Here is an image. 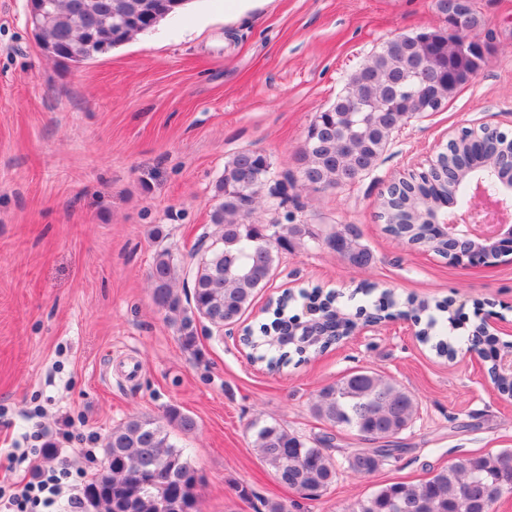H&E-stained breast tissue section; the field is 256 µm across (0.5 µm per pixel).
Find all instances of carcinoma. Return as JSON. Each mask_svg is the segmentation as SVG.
<instances>
[{
    "instance_id": "cac0c4a2",
    "label": "carcinoma",
    "mask_w": 512,
    "mask_h": 512,
    "mask_svg": "<svg viewBox=\"0 0 512 512\" xmlns=\"http://www.w3.org/2000/svg\"><path fill=\"white\" fill-rule=\"evenodd\" d=\"M48 2L53 7L34 28V36L48 56L75 67L154 29L145 21L119 28V17L148 11L162 21L182 12L176 0ZM457 8L466 18L464 32L450 35L445 28L430 29L385 42L351 77L348 90L316 113L297 158L304 186L316 190L358 181L377 165L397 129L395 123L438 111L455 90L488 65L489 47L470 42L482 26L472 0H457ZM425 59L434 60L438 66L430 91L407 93L397 87L400 81H410ZM486 161L499 166L504 175L511 174L512 143L499 138L490 150L477 143L448 149V174L455 178V202L459 206L474 205L469 171ZM274 181L271 163L259 150H242L225 163L224 174L216 183L218 204L211 214V223L217 228L215 238L205 245L200 262L184 271L191 278L192 310L183 307L174 294L179 270L172 254L163 250L156 255L148 276L153 298L180 318L179 331L186 344L195 343L196 315L218 328L235 324L252 306L257 291L268 283L284 252L321 244L356 268H365L373 261L370 248L353 224H338L320 234L308 224L254 222L261 193ZM409 212L407 201L387 199L382 208L385 230L407 245L447 252L448 241L439 238L436 228L410 223ZM306 298L319 303L322 335L286 337L271 333L293 325L286 315L285 298L262 336L244 339L253 349L261 342L263 351L256 359L268 360L270 367L284 366L290 353L302 357L323 352L354 327L352 315L339 306L336 292L315 287ZM396 306L398 301L385 293L375 315L381 319L396 314L416 318L429 308L427 302L413 297L407 298L404 309L389 312ZM467 342L484 353L491 362L489 373H495L501 356L497 341L477 323ZM312 410L336 433L309 441L276 424H254V447L275 480L307 497L331 486L340 464L365 478L397 459L404 448L393 439L408 428L417 406L411 393L393 380L359 369L321 388ZM175 429L190 433L195 420L171 409L163 420L136 416L113 427L104 448L103 472L86 488L88 502L104 512H199L202 478L184 449L171 441ZM342 431L373 441L378 447L355 448L338 463L327 449ZM511 493L512 449L434 468L418 483L385 485L355 501L351 512H492L494 505Z\"/></svg>"
}]
</instances>
